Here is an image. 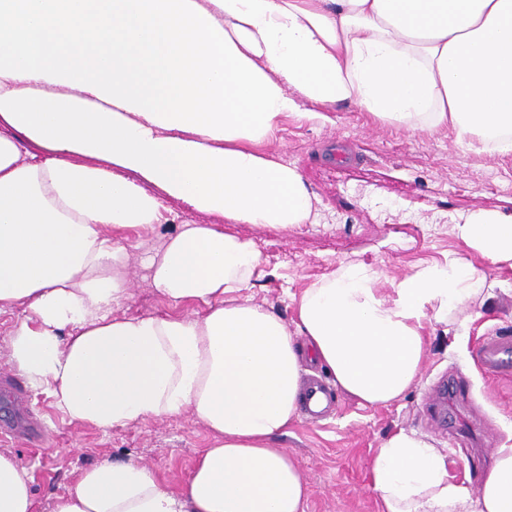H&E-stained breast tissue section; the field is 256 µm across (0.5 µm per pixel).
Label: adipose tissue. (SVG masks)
Returning a JSON list of instances; mask_svg holds the SVG:
<instances>
[{
    "mask_svg": "<svg viewBox=\"0 0 512 512\" xmlns=\"http://www.w3.org/2000/svg\"><path fill=\"white\" fill-rule=\"evenodd\" d=\"M355 104L465 150L512 151V0H0V315L25 307L6 357L69 422L107 432L190 413L211 433L171 489L150 465L104 459L53 512H306L295 459L301 364L370 406L421 378L429 325L456 337L512 268V217L455 225L465 253L378 286L346 265L295 318L254 303L255 243L183 224L146 255L152 288L204 312L126 316L128 230L168 223L163 196L228 224H310L297 167L261 150L298 98ZM29 139L44 158L23 152ZM382 512H512V444L477 483L423 436L387 435L369 469ZM0 512H35L32 474L0 451Z\"/></svg>",
    "mask_w": 512,
    "mask_h": 512,
    "instance_id": "adipose-tissue-1",
    "label": "adipose tissue"
}]
</instances>
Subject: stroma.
<instances>
[{
    "instance_id": "stroma-1",
    "label": "stroma",
    "mask_w": 512,
    "mask_h": 512,
    "mask_svg": "<svg viewBox=\"0 0 512 512\" xmlns=\"http://www.w3.org/2000/svg\"><path fill=\"white\" fill-rule=\"evenodd\" d=\"M298 105L264 150L297 166L317 201L318 225L228 224L165 198L168 223L136 233L135 283L122 314L171 312L149 286L141 259L181 224H210L253 240L267 272L252 288L253 298L290 321L294 297L340 266L363 265L385 279L399 278L461 253L453 227L474 211L512 216V154L464 150L453 133L388 126L355 105L337 106L324 118L312 117L308 101ZM504 327L512 328L511 295L499 296L494 311L483 313L457 343L432 325L420 381L400 401L365 406L341 392L329 417L298 418L276 445L294 455L308 484L307 512H380L369 467L395 430L425 435L447 453L449 472L460 479L483 467L486 450L512 440V379L487 374L473 357L481 337ZM209 441L208 430L187 413L105 433L68 422L46 395L31 393L24 409L0 388V448L13 451L33 474L36 512H52L55 497L104 458L155 465L164 481L179 486Z\"/></svg>"
}]
</instances>
